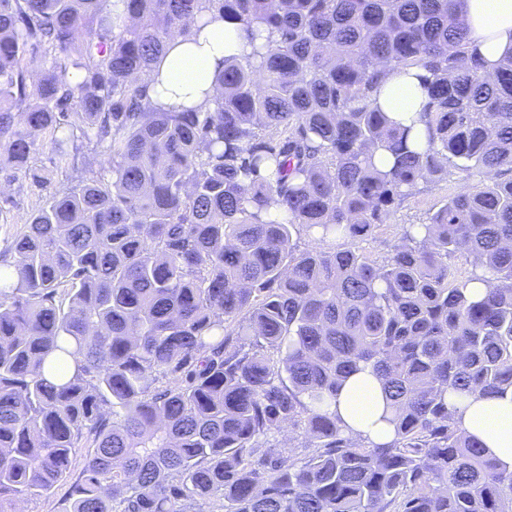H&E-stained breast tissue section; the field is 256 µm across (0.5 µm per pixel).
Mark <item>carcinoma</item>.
<instances>
[{
    "instance_id": "obj_1",
    "label": "carcinoma",
    "mask_w": 512,
    "mask_h": 512,
    "mask_svg": "<svg viewBox=\"0 0 512 512\" xmlns=\"http://www.w3.org/2000/svg\"><path fill=\"white\" fill-rule=\"evenodd\" d=\"M215 18L250 50L213 106L156 107L143 76ZM467 30L457 0H0V177L48 128L74 172L0 268V512L67 476L64 512H512L448 403L512 392V56ZM407 68L406 124L377 98ZM452 180L382 260L336 247ZM366 369L387 443L336 409Z\"/></svg>"
}]
</instances>
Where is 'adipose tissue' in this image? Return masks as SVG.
<instances>
[{
  "label": "adipose tissue",
  "mask_w": 512,
  "mask_h": 512,
  "mask_svg": "<svg viewBox=\"0 0 512 512\" xmlns=\"http://www.w3.org/2000/svg\"><path fill=\"white\" fill-rule=\"evenodd\" d=\"M460 7L473 52L490 65L512 53V0H460ZM246 43V34L237 23L219 19L196 39L170 40L144 78L152 103L172 112L209 106L214 77L225 57L241 54ZM421 98L412 71L404 70L386 79L379 103L392 118L403 122L419 111ZM385 406L380 385L368 372L349 380L338 395V412L346 425L375 443L393 437L392 426L382 419ZM457 407L464 427L487 453L512 467V394L503 399L470 397Z\"/></svg>",
  "instance_id": "ef3b65f1"
}]
</instances>
